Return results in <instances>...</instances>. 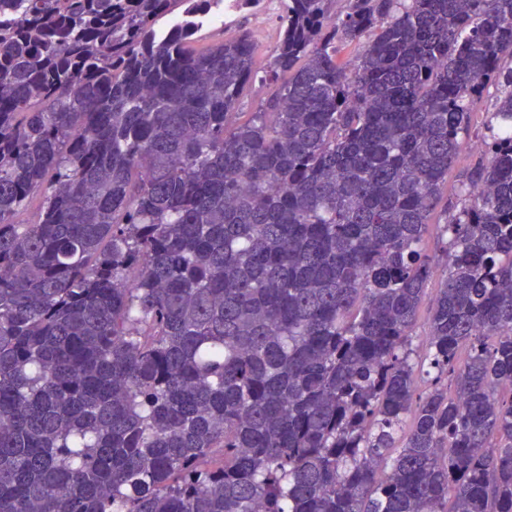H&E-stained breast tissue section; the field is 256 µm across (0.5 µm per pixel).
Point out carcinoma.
Wrapping results in <instances>:
<instances>
[{
	"label": "carcinoma",
	"mask_w": 512,
	"mask_h": 512,
	"mask_svg": "<svg viewBox=\"0 0 512 512\" xmlns=\"http://www.w3.org/2000/svg\"><path fill=\"white\" fill-rule=\"evenodd\" d=\"M280 2L0 0V512H512V0ZM257 8L243 9L239 13L232 14L228 18L229 27L234 30L237 35L244 29L249 31L252 38L257 44V50L254 56V67L259 76L265 75L269 70L272 56L279 45L282 37V22L280 15L282 14L281 5L278 2L268 5V11L263 17L264 26L259 28L257 19L253 18V13ZM246 18L247 20H245ZM245 22L243 28L240 26ZM272 90L273 85L258 81L247 86L241 95L240 104L236 110V112H243L239 114L240 120L249 119L252 115L250 112H256L261 103L269 97ZM496 94L495 88H490L488 92L480 99L476 100L472 106V123L473 129L469 140L477 138V132L483 127L486 120L487 112L491 109V102ZM468 140V141H469ZM478 156L480 155L469 154L466 149L458 163L448 170V177H446L441 185L439 206L431 217V225L425 236L424 246L426 252L431 256L440 255L441 230L443 224L446 222V207L448 201H455L457 199L461 175L464 170L470 167L479 158ZM438 288H441V276L435 277L427 286V290L419 307L417 324L413 332L414 344H422L425 340L427 322Z\"/></svg>",
	"instance_id": "carcinoma-1"
}]
</instances>
